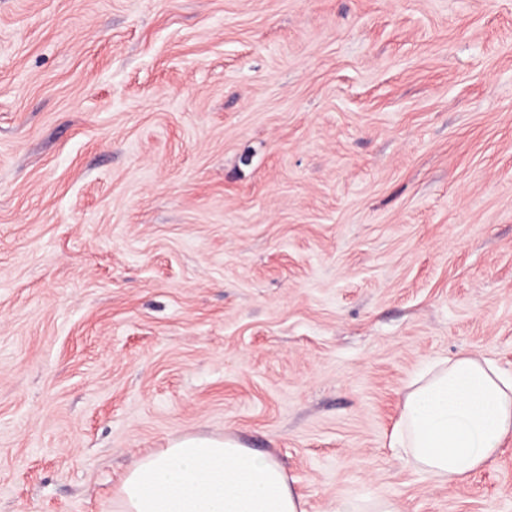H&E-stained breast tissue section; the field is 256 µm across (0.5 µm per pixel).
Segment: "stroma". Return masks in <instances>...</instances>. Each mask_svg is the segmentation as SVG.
Segmentation results:
<instances>
[{
    "label": "stroma",
    "mask_w": 512,
    "mask_h": 512,
    "mask_svg": "<svg viewBox=\"0 0 512 512\" xmlns=\"http://www.w3.org/2000/svg\"><path fill=\"white\" fill-rule=\"evenodd\" d=\"M512 372V0H0V512H109L186 434L306 512H512L390 448ZM400 512L396 502L389 495H377L369 501L365 509H357L348 502H342L336 506V512Z\"/></svg>",
    "instance_id": "obj_1"
}]
</instances>
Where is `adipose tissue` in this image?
I'll return each instance as SVG.
<instances>
[{
  "instance_id": "adipose-tissue-1",
  "label": "adipose tissue",
  "mask_w": 512,
  "mask_h": 512,
  "mask_svg": "<svg viewBox=\"0 0 512 512\" xmlns=\"http://www.w3.org/2000/svg\"><path fill=\"white\" fill-rule=\"evenodd\" d=\"M512 440V374L460 352L408 386L390 445L442 483L482 469ZM112 512H306L271 453L224 436L187 435L144 454L120 479Z\"/></svg>"
}]
</instances>
